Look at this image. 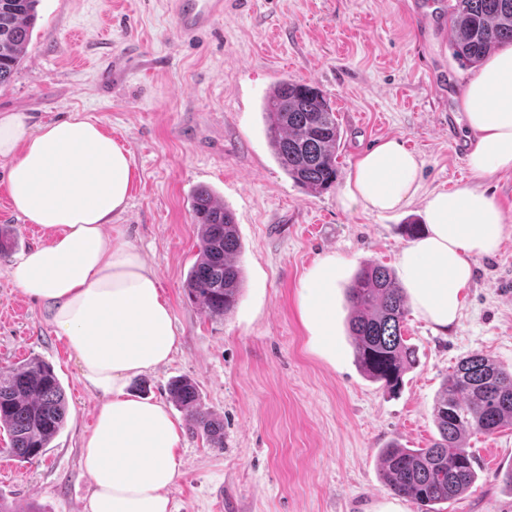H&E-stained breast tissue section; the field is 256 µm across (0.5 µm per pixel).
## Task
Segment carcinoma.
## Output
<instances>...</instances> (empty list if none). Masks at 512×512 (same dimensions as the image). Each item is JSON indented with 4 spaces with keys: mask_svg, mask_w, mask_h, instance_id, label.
I'll list each match as a JSON object with an SVG mask.
<instances>
[{
    "mask_svg": "<svg viewBox=\"0 0 512 512\" xmlns=\"http://www.w3.org/2000/svg\"><path fill=\"white\" fill-rule=\"evenodd\" d=\"M39 0H0V85L21 65L37 21ZM452 56L477 67L492 51L512 45V0H448ZM266 135L273 155L295 184L318 194L336 182L341 132L323 92L306 82H276L263 102ZM191 209L199 226L198 259L185 294L206 316L224 318L236 307L243 272L233 212L207 188L196 191ZM356 363L367 377L396 391L417 362L403 336L404 289L388 267L366 264L347 288ZM169 394L187 421L202 429L212 448L224 447V423L201 415L196 383L186 377L169 384ZM68 404L53 367L33 358L0 369V429L7 451L20 459L41 456L63 429ZM439 439L428 448L391 443L381 449L380 476L394 495L436 512L477 480L475 459L465 448L472 432L492 434L512 426V368L481 353L461 358L442 383L433 409Z\"/></svg>",
    "mask_w": 512,
    "mask_h": 512,
    "instance_id": "obj_1",
    "label": "carcinoma"
}]
</instances>
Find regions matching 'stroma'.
<instances>
[{
  "mask_svg": "<svg viewBox=\"0 0 512 512\" xmlns=\"http://www.w3.org/2000/svg\"><path fill=\"white\" fill-rule=\"evenodd\" d=\"M172 0H40L27 54L0 86V113L32 123L78 113L130 152L135 183L126 224L171 304L180 344L172 361L135 378L131 392L169 402V382H196L203 415L224 421L211 448L180 409V477L172 512H419L391 495L379 470L392 441L438 439L435 399L462 357L482 353L512 367V171L474 179L465 154L460 96L473 68L452 56L450 32L424 23L414 0H224L212 28L187 39ZM283 78L317 85L342 131L338 175L395 139L422 162L424 191L478 183L506 224L497 253L477 258L458 324L433 332L408 311L404 336L417 363L392 394L355 364L345 288L364 263L398 271L422 221V203L377 214L343 210L341 185L297 186L272 155L262 103ZM212 190L237 224L243 289L234 311L207 318L188 301L198 255L191 198ZM13 244L0 253V367L37 357L51 364L68 401L66 423L38 459L8 457L0 501L13 512H83L92 484L80 459L102 403L82 380L47 306L26 297L9 271L41 233L0 209ZM336 259L332 351L303 326L300 283L321 258ZM476 482L439 512H512V428L472 434Z\"/></svg>",
  "mask_w": 512,
  "mask_h": 512,
  "instance_id": "obj_1",
  "label": "stroma"
}]
</instances>
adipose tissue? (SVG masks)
<instances>
[{"mask_svg": "<svg viewBox=\"0 0 512 512\" xmlns=\"http://www.w3.org/2000/svg\"><path fill=\"white\" fill-rule=\"evenodd\" d=\"M460 109L473 175L512 170V47L466 83ZM0 160L13 208L43 233L10 277L49 306L84 386L103 399L82 445L93 486L85 512H171L180 426L163 403L128 390L132 378L169 363L179 345L157 274L118 222L134 185L130 153L88 117L35 125L24 113L1 112ZM421 171L412 151L387 140L356 161L338 200L347 211L384 213L423 199L427 232L402 250L400 279L416 313L445 331L462 315L475 258L499 250L504 218L476 186L423 193ZM335 281L336 259L327 256L301 282L300 317L313 339L331 319Z\"/></svg>", "mask_w": 512, "mask_h": 512, "instance_id": "1", "label": "adipose tissue"}]
</instances>
